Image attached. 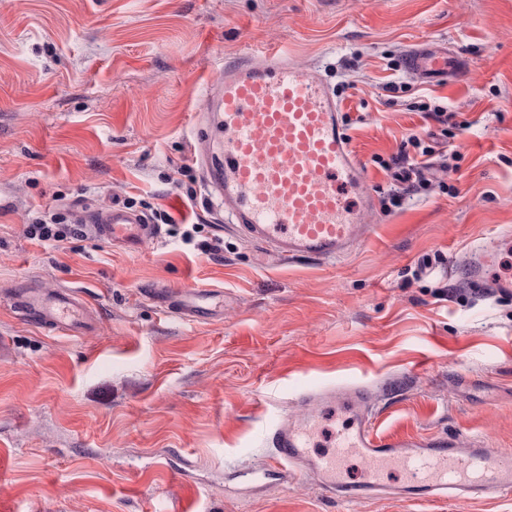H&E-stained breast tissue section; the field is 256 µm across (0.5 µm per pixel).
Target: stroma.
<instances>
[{
	"label": "stroma",
	"mask_w": 512,
	"mask_h": 512,
	"mask_svg": "<svg viewBox=\"0 0 512 512\" xmlns=\"http://www.w3.org/2000/svg\"><path fill=\"white\" fill-rule=\"evenodd\" d=\"M429 40L463 58L457 81L406 71ZM273 47L322 65L379 202L374 238L333 263L225 232L192 158L208 77ZM421 101L452 114L447 137ZM413 135L434 150L430 186L381 207L396 182L379 162ZM76 201L163 210L221 249L193 253L167 225L132 251L27 238L35 213ZM509 226L512 0H0V289L76 287L97 314L75 338L0 304V512H512L495 496L334 502L305 480L228 491L307 384H368L380 431L512 453V294L461 262ZM162 287L223 291L224 314L165 312Z\"/></svg>",
	"instance_id": "1"
}]
</instances>
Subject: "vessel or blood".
Listing matches in <instances>:
<instances>
[{
    "instance_id": "1",
    "label": "vessel or blood",
    "mask_w": 512,
    "mask_h": 512,
    "mask_svg": "<svg viewBox=\"0 0 512 512\" xmlns=\"http://www.w3.org/2000/svg\"><path fill=\"white\" fill-rule=\"evenodd\" d=\"M404 66L424 83H451L462 62L434 42L413 46ZM209 122L198 142L219 152L205 165V179L224 207L230 229L286 260L327 262L370 240L375 225L364 213L371 199L359 189L363 163L344 131L341 105L319 67H299L282 48L262 58L225 63L208 87ZM77 223L115 246L132 249L158 235L159 225L143 213L112 205L75 213ZM497 239H489L465 261L470 280H490ZM168 311L197 320L216 315L210 291L160 290ZM26 319L64 336L93 332L95 317L78 291H46L34 283L0 290ZM303 417L284 415L266 426L273 449L267 471L292 482L307 479L340 501L386 497L412 501L512 495V454H491L480 441L456 437L392 435L375 430L373 397L361 384L319 386L298 395ZM344 409L350 422L341 445L317 450L311 432L320 414ZM365 463L350 478L346 461Z\"/></svg>"
}]
</instances>
